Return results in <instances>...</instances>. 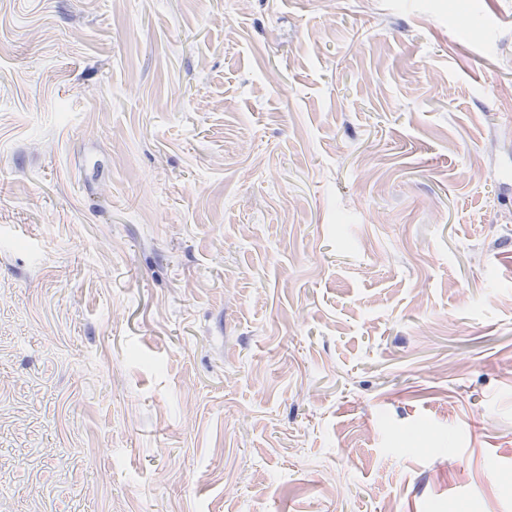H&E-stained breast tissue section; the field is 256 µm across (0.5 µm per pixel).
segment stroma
I'll use <instances>...</instances> for the list:
<instances>
[{
    "instance_id": "obj_1",
    "label": "stroma",
    "mask_w": 512,
    "mask_h": 512,
    "mask_svg": "<svg viewBox=\"0 0 512 512\" xmlns=\"http://www.w3.org/2000/svg\"><path fill=\"white\" fill-rule=\"evenodd\" d=\"M0 512H512V0H0Z\"/></svg>"
}]
</instances>
